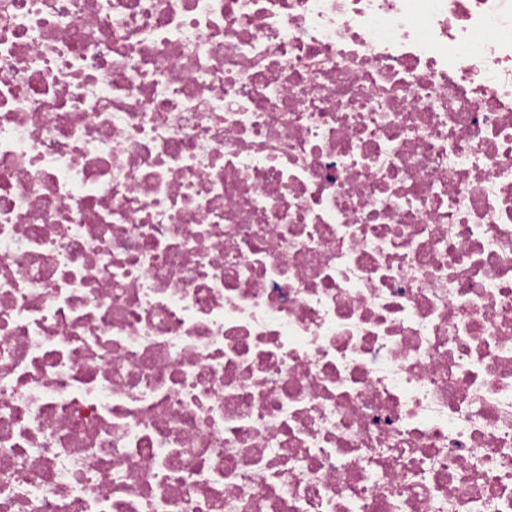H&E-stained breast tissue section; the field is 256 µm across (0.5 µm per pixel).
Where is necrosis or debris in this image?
Segmentation results:
<instances>
[{
  "label": "necrosis or debris",
  "instance_id": "obj_1",
  "mask_svg": "<svg viewBox=\"0 0 512 512\" xmlns=\"http://www.w3.org/2000/svg\"><path fill=\"white\" fill-rule=\"evenodd\" d=\"M0 512H512V0H0Z\"/></svg>",
  "mask_w": 512,
  "mask_h": 512
}]
</instances>
